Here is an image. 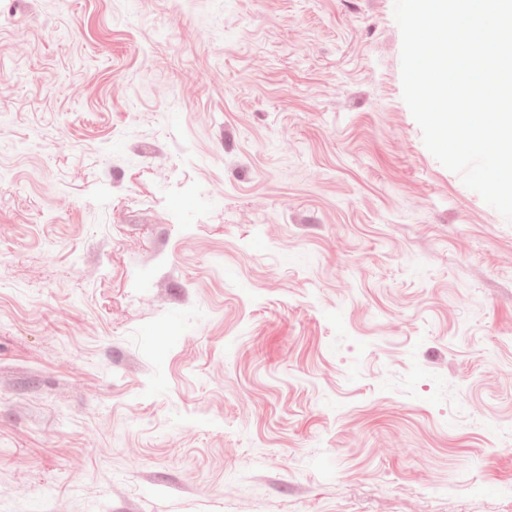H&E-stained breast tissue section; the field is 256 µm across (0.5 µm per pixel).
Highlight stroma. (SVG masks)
<instances>
[{"mask_svg":"<svg viewBox=\"0 0 512 512\" xmlns=\"http://www.w3.org/2000/svg\"><path fill=\"white\" fill-rule=\"evenodd\" d=\"M394 0H0V512H512V223Z\"/></svg>","mask_w":512,"mask_h":512,"instance_id":"35a3bbf8","label":"stroma"}]
</instances>
